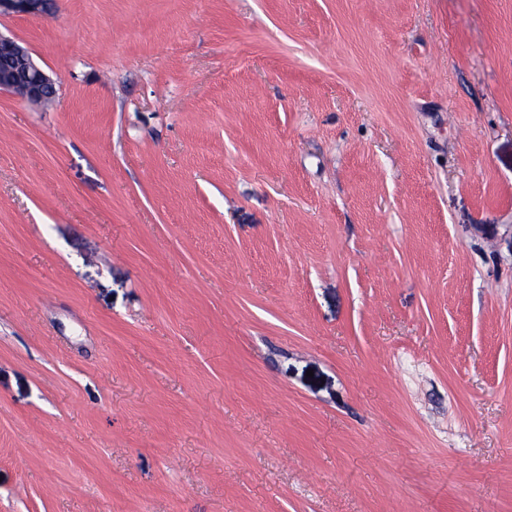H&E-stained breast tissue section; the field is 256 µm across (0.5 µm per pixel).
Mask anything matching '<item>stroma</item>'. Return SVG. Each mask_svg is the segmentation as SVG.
Returning <instances> with one entry per match:
<instances>
[{
    "label": "stroma",
    "instance_id": "1",
    "mask_svg": "<svg viewBox=\"0 0 512 512\" xmlns=\"http://www.w3.org/2000/svg\"><path fill=\"white\" fill-rule=\"evenodd\" d=\"M0 34V512H512V0ZM8 91L29 102L52 99L54 80L33 60L29 49L0 35V91Z\"/></svg>",
    "mask_w": 512,
    "mask_h": 512
}]
</instances>
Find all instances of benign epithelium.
I'll return each mask as SVG.
<instances>
[{
    "mask_svg": "<svg viewBox=\"0 0 512 512\" xmlns=\"http://www.w3.org/2000/svg\"><path fill=\"white\" fill-rule=\"evenodd\" d=\"M50 0H0V15L14 13L38 16L46 13ZM8 91L29 102L52 99L54 80L33 60L29 49L0 35V91Z\"/></svg>",
    "mask_w": 512,
    "mask_h": 512,
    "instance_id": "obj_1",
    "label": "benign epithelium"
}]
</instances>
